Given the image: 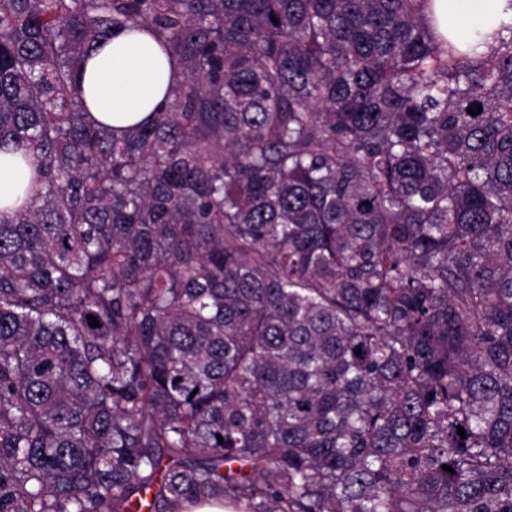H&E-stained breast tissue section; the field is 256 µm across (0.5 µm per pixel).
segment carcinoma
<instances>
[{"label":"carcinoma","mask_w":512,"mask_h":512,"mask_svg":"<svg viewBox=\"0 0 512 512\" xmlns=\"http://www.w3.org/2000/svg\"><path fill=\"white\" fill-rule=\"evenodd\" d=\"M427 4L0 0V512H512V38ZM136 26L183 78L116 137ZM180 79L159 39L143 30H116L90 54L80 82L88 112L117 129L141 123L165 104L171 84ZM31 171L20 153L0 150V211L25 205L31 196Z\"/></svg>","instance_id":"carcinoma-1"}]
</instances>
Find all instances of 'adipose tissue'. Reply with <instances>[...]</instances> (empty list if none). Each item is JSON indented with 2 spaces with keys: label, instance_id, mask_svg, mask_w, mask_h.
<instances>
[{
  "label": "adipose tissue",
  "instance_id": "1",
  "mask_svg": "<svg viewBox=\"0 0 512 512\" xmlns=\"http://www.w3.org/2000/svg\"><path fill=\"white\" fill-rule=\"evenodd\" d=\"M436 33L461 51L476 42L495 44L503 27L512 25V0H431L429 14ZM180 78L158 40L143 30L120 29L91 53L80 82L88 112L117 129L141 123L165 103ZM31 171L21 154L0 150V211L25 205Z\"/></svg>",
  "mask_w": 512,
  "mask_h": 512
}]
</instances>
